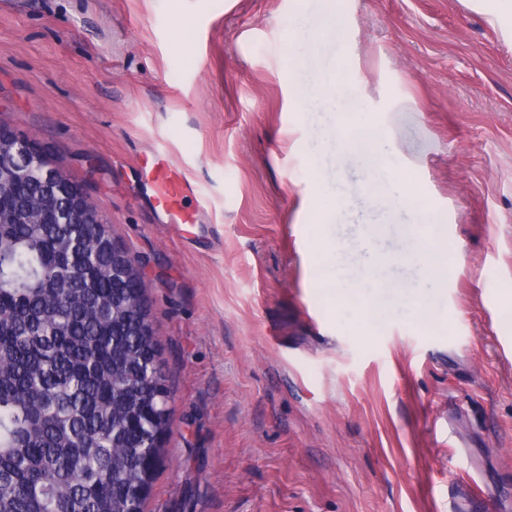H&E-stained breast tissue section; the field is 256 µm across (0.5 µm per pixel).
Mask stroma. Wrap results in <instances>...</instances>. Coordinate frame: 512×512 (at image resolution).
<instances>
[{"instance_id": "1", "label": "stroma", "mask_w": 512, "mask_h": 512, "mask_svg": "<svg viewBox=\"0 0 512 512\" xmlns=\"http://www.w3.org/2000/svg\"><path fill=\"white\" fill-rule=\"evenodd\" d=\"M324 6L9 0L0 123L143 271L170 414L146 512H451L471 483L512 512V44L464 0H335L315 45ZM330 77L354 107L297 111ZM362 122L375 194L325 134ZM159 152L197 188L179 235ZM154 187L157 205L167 213L172 224H192L194 220L186 215L179 207L178 199L186 191H192L193 186L187 179L177 177L163 155L145 173Z\"/></svg>"}]
</instances>
